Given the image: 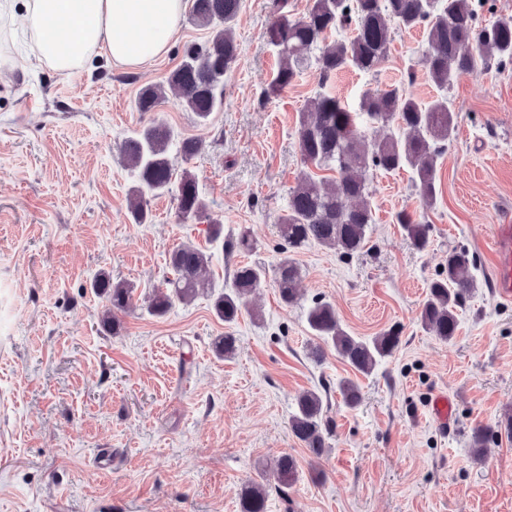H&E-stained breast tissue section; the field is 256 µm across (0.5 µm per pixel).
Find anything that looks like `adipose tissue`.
<instances>
[{
  "label": "adipose tissue",
  "instance_id": "ef3b65f1",
  "mask_svg": "<svg viewBox=\"0 0 512 512\" xmlns=\"http://www.w3.org/2000/svg\"><path fill=\"white\" fill-rule=\"evenodd\" d=\"M185 0H0V16L32 36L34 60L63 74L97 54L137 70L165 54Z\"/></svg>",
  "mask_w": 512,
  "mask_h": 512
}]
</instances>
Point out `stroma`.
<instances>
[{"label":"stroma","instance_id":"35a3bbf8","mask_svg":"<svg viewBox=\"0 0 512 512\" xmlns=\"http://www.w3.org/2000/svg\"><path fill=\"white\" fill-rule=\"evenodd\" d=\"M272 18V0H243L224 107L204 126L173 96L153 114L136 107L185 45L207 37L191 16L153 64L132 71L101 56L67 76L31 69L30 34L0 27V512H239L237 489L284 453L320 475L302 477L291 506L270 497L269 512H512V435L497 429L512 415V301L494 291L491 256L495 225L512 220V65L449 89L457 130L432 207L409 172L372 171L367 246L348 257L318 245L294 253L299 305H282L267 283L229 328L204 295L161 317L148 311L181 243L210 255L218 292L240 264L274 269L277 219L304 170L299 114L319 89L353 110L369 88L398 85L422 103L439 93L422 31L402 28L377 70L324 83L308 67L263 100L277 65L265 38ZM155 116L203 140L194 158L173 155V167L195 175L225 236L251 230L254 252L225 251L206 224L181 221L170 194L151 201L150 223L132 221L121 146ZM402 211L430 224L425 250L397 224ZM453 248L475 255L478 289L445 342L418 314ZM100 272L134 287L114 333L101 328L106 302L90 287ZM316 299L332 302L352 335L399 327V348L366 376L332 350L315 364L304 308ZM228 329L237 350L225 359L213 342ZM352 376L362 398L350 408L337 386ZM318 389L336 429L314 462L288 417L300 392ZM438 392L456 404L453 432L428 415ZM478 426L494 431L480 461L470 448Z\"/></svg>","mask_w":512,"mask_h":512}]
</instances>
